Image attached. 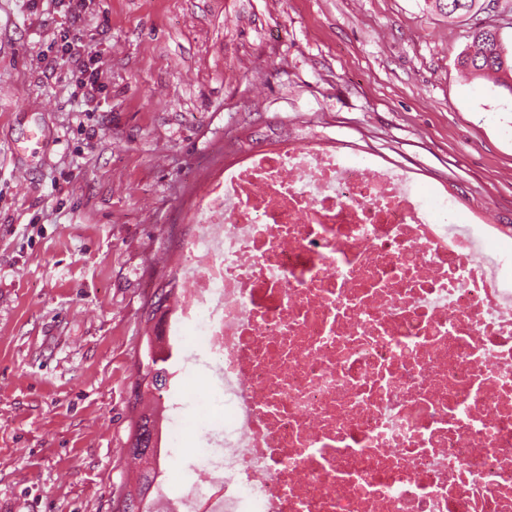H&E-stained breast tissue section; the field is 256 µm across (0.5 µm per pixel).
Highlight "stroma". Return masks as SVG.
<instances>
[{
  "instance_id": "35a3bbf8",
  "label": "stroma",
  "mask_w": 512,
  "mask_h": 512,
  "mask_svg": "<svg viewBox=\"0 0 512 512\" xmlns=\"http://www.w3.org/2000/svg\"><path fill=\"white\" fill-rule=\"evenodd\" d=\"M478 24L512 50V0L454 21L427 0H0V512H116L143 313L225 167L288 136L406 170L429 207L451 190V231L512 219V98L457 65ZM35 125L45 153L19 155ZM166 367L168 497L199 478L208 373ZM89 62L90 64L85 61L77 63L75 75L85 101L94 102L99 89V71L97 67L91 66V59Z\"/></svg>"
}]
</instances>
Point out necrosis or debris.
<instances>
[{"label":"necrosis or debris","mask_w":512,"mask_h":512,"mask_svg":"<svg viewBox=\"0 0 512 512\" xmlns=\"http://www.w3.org/2000/svg\"><path fill=\"white\" fill-rule=\"evenodd\" d=\"M407 173L292 142L209 187L184 363L211 372L175 512H512V282Z\"/></svg>","instance_id":"1"}]
</instances>
